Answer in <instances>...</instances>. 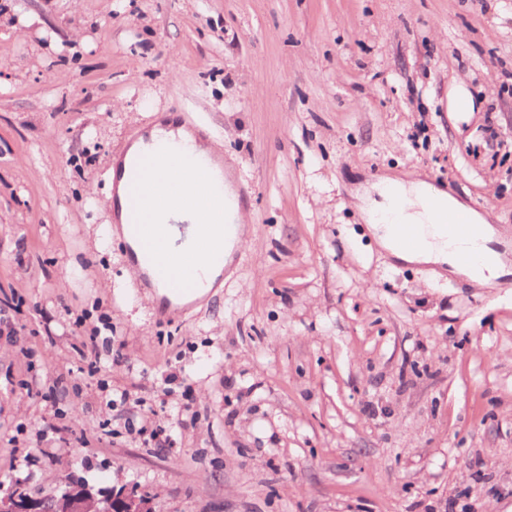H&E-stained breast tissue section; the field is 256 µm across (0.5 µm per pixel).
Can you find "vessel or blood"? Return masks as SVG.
<instances>
[{
    "instance_id": "b4317fda",
    "label": "vessel or blood",
    "mask_w": 512,
    "mask_h": 512,
    "mask_svg": "<svg viewBox=\"0 0 512 512\" xmlns=\"http://www.w3.org/2000/svg\"><path fill=\"white\" fill-rule=\"evenodd\" d=\"M125 190L130 206L124 230L135 245L131 261L144 265L147 280L175 299L191 297L200 286L201 264L223 261L233 231L224 221V196L214 189L209 164H192L179 153L161 149L131 162ZM179 206L193 209L198 224L187 243L175 249L170 245L174 225L156 223L155 215ZM438 220L452 239L475 240L482 232L481 225L460 215L443 212Z\"/></svg>"
}]
</instances>
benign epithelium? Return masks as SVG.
<instances>
[{
    "mask_svg": "<svg viewBox=\"0 0 512 512\" xmlns=\"http://www.w3.org/2000/svg\"><path fill=\"white\" fill-rule=\"evenodd\" d=\"M0 512H150L146 499L122 489H94L67 482L53 494L34 497L21 484L0 495Z\"/></svg>",
    "mask_w": 512,
    "mask_h": 512,
    "instance_id": "7a95c632",
    "label": "benign epithelium"
}]
</instances>
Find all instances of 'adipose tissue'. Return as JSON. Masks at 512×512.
I'll return each instance as SVG.
<instances>
[{
	"label": "adipose tissue",
	"instance_id": "ef3b65f1",
	"mask_svg": "<svg viewBox=\"0 0 512 512\" xmlns=\"http://www.w3.org/2000/svg\"><path fill=\"white\" fill-rule=\"evenodd\" d=\"M149 141L169 142L190 156L204 157L215 164L220 163L223 156L220 143L197 136L170 119L157 122L147 137L138 138L130 145V152L139 151ZM355 199L356 208L377 246L400 262L434 265L480 286L493 283L507 272L506 255L494 247L497 231L487 223L485 216L417 173L387 174L358 190ZM437 205L464 214L471 222L482 225L481 238L466 246L449 240L436 224L433 208ZM397 221L421 226V241L417 247H407L398 239L393 228ZM465 247L476 255L475 263L459 261L458 254Z\"/></svg>",
	"mask_w": 512,
	"mask_h": 512
}]
</instances>
